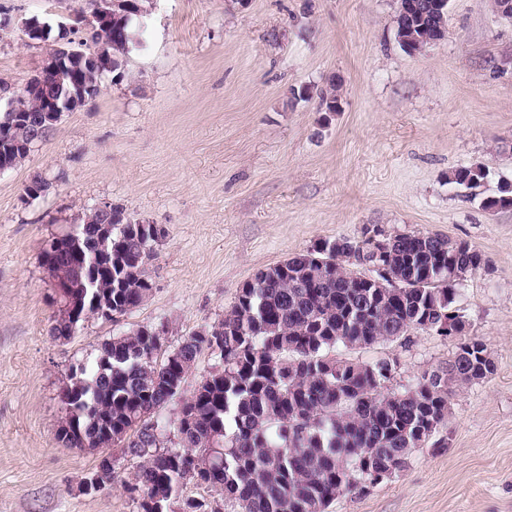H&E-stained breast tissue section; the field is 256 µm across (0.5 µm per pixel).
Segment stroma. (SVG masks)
I'll return each instance as SVG.
<instances>
[{"label": "stroma", "instance_id": "obj_1", "mask_svg": "<svg viewBox=\"0 0 512 512\" xmlns=\"http://www.w3.org/2000/svg\"><path fill=\"white\" fill-rule=\"evenodd\" d=\"M398 0H149L122 82L62 113L21 166L0 173V512H139L136 469L112 448V487L84 494L100 454L63 447L60 387L99 344L166 323L176 347L221 319L254 275L322 240L439 233L484 265L458 299L465 333L495 362L451 400L448 445L327 512H512V208L488 210L512 181V18L490 0H449L448 34L423 52L396 37ZM91 14L89 0H0V96L21 92L55 40L24 22ZM336 89L339 111L320 105ZM481 163L468 197L451 170ZM48 191L22 202L33 175ZM157 225L149 298L112 322L51 334L56 307L42 253L97 203ZM456 338L417 331L352 352L397 363L400 389L438 368Z\"/></svg>", "mask_w": 512, "mask_h": 512}]
</instances>
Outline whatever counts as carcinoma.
Here are the masks:
<instances>
[{
  "mask_svg": "<svg viewBox=\"0 0 512 512\" xmlns=\"http://www.w3.org/2000/svg\"><path fill=\"white\" fill-rule=\"evenodd\" d=\"M136 13L110 24L93 23L95 64L72 62L78 77L71 93L96 97L106 73L125 77ZM92 49V50H94ZM82 49L86 55L92 53ZM54 82L26 101L41 109L57 97ZM489 171L482 164L448 173V183L477 189ZM487 209L511 208L506 182L483 200ZM123 208H112V279L97 287L112 297V314L144 303L152 282L146 271L149 238ZM387 249L364 238L324 240L258 271L239 289L223 319L156 354L157 337L133 330L103 341L95 359L70 368L62 387L67 414L58 439L70 448L122 445L138 460L128 491L168 510L184 486L211 492L185 497L182 512H218L212 499L234 512H327L339 496L363 491L366 471L397 474L416 449L447 428L456 391L495 371L486 344L459 340L448 367L424 373L415 384L391 389L393 364L354 361L343 350L393 342L412 331L438 332L443 319H461L456 307L463 282L485 262L474 246L437 233L387 237ZM383 264L421 284L407 293L368 287L364 268ZM53 279L74 273L67 253L50 270ZM217 343L221 369L204 377L182 403L189 427L172 448L138 445V422L174 398L172 383L186 381L200 356ZM112 425V435L99 423Z\"/></svg>",
  "mask_w": 512,
  "mask_h": 512,
  "instance_id": "cac0c4a2",
  "label": "carcinoma"
}]
</instances>
